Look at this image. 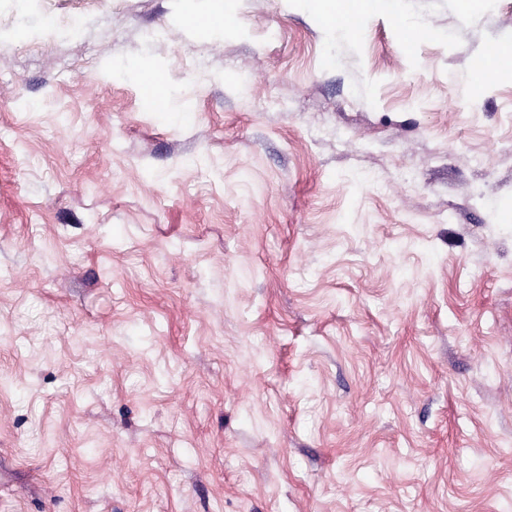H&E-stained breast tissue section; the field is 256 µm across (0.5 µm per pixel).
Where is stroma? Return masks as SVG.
I'll list each match as a JSON object with an SVG mask.
<instances>
[{"label":"stroma","instance_id":"stroma-1","mask_svg":"<svg viewBox=\"0 0 512 512\" xmlns=\"http://www.w3.org/2000/svg\"><path fill=\"white\" fill-rule=\"evenodd\" d=\"M203 7L0 0V512H512V0ZM213 7H206L205 11L197 13L190 18V24L200 31L214 29L227 30L234 21V16L229 7L228 0H217ZM325 15L339 32H348L353 27L354 17L372 9L378 1L374 0H325ZM496 46L499 45L489 44L480 56L484 60V65L481 70L473 71V82L470 83L471 92L495 80L506 63L507 55ZM135 70L145 98H150L165 108L168 104V93L163 90L164 84L160 85L156 81V69L150 63L141 61L135 65Z\"/></svg>","mask_w":512,"mask_h":512}]
</instances>
